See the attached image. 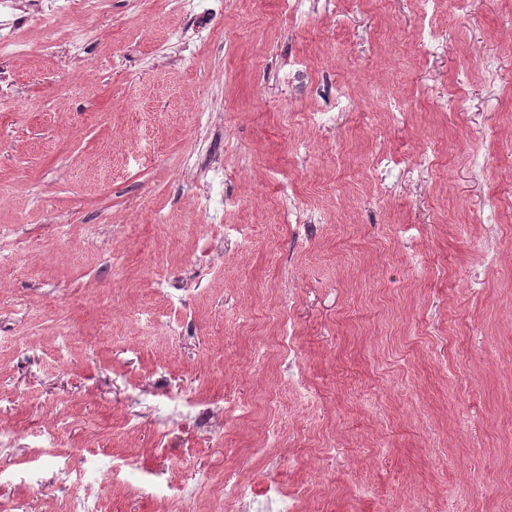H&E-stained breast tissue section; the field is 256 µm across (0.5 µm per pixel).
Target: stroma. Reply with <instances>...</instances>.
<instances>
[{"instance_id": "1", "label": "stroma", "mask_w": 512, "mask_h": 512, "mask_svg": "<svg viewBox=\"0 0 512 512\" xmlns=\"http://www.w3.org/2000/svg\"><path fill=\"white\" fill-rule=\"evenodd\" d=\"M41 8L0 10V512H239L228 470L512 512V0H105L78 57Z\"/></svg>"}]
</instances>
